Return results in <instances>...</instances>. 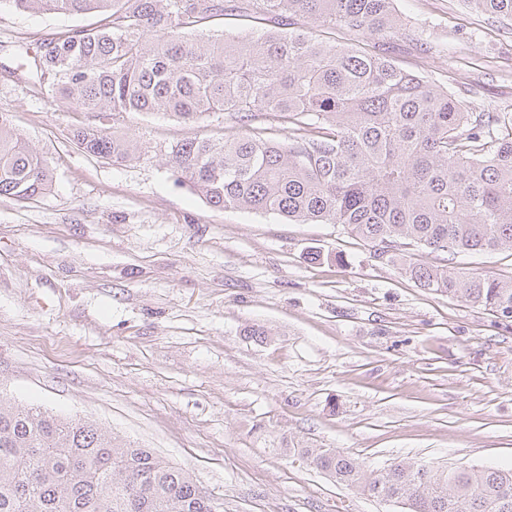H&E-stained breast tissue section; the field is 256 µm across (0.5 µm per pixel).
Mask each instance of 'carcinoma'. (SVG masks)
Here are the masks:
<instances>
[{
  "label": "carcinoma",
  "instance_id": "carcinoma-1",
  "mask_svg": "<svg viewBox=\"0 0 512 512\" xmlns=\"http://www.w3.org/2000/svg\"><path fill=\"white\" fill-rule=\"evenodd\" d=\"M395 0H255L266 28L224 32V0H0L14 13L99 14L39 43V83L72 99L93 123L83 152L137 158L109 131L131 112L196 121L224 112L233 137L170 145L177 181L220 209L294 223L340 224L386 254L417 286L512 322V279L407 257L512 249V113L469 112L446 87L380 50L319 34L340 27L389 40L405 30ZM512 20V0H468ZM312 27L304 31L297 20ZM292 126L265 138L250 122ZM53 174L0 113V196L31 200ZM363 495L409 512H512V468L446 471L398 461L366 471L334 448L295 449ZM0 512H215L214 497L149 448L118 445L83 418L0 401Z\"/></svg>",
  "mask_w": 512,
  "mask_h": 512
}]
</instances>
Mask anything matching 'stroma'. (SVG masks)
<instances>
[{"label":"stroma","mask_w":512,"mask_h":512,"mask_svg":"<svg viewBox=\"0 0 512 512\" xmlns=\"http://www.w3.org/2000/svg\"><path fill=\"white\" fill-rule=\"evenodd\" d=\"M395 7L410 35L389 56L469 111L512 113V20L467 0ZM82 22L0 12V113L53 171L44 196L0 197V401L154 449L224 512H403L301 448L512 467V326L419 288L340 225L213 208L178 184L168 145L237 133L224 113L128 114L114 130L138 159L83 153L88 115L26 71L43 38ZM451 267L510 279L512 251Z\"/></svg>","instance_id":"35a3bbf8"}]
</instances>
